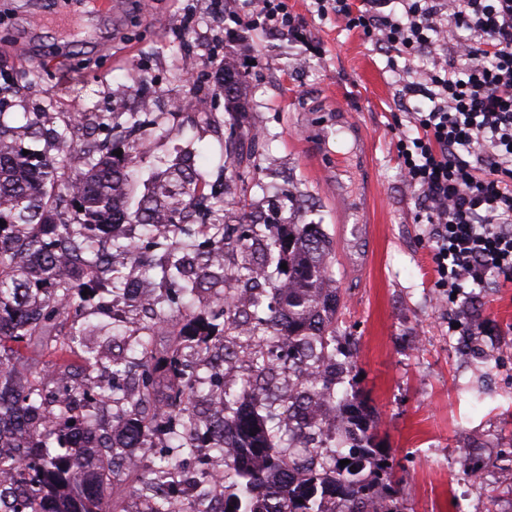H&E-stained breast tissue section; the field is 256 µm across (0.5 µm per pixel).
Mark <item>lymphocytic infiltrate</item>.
Masks as SVG:
<instances>
[{
    "mask_svg": "<svg viewBox=\"0 0 512 512\" xmlns=\"http://www.w3.org/2000/svg\"><path fill=\"white\" fill-rule=\"evenodd\" d=\"M387 59L403 58L396 136L403 182L422 200L433 243L435 285L462 294L489 272L512 276V0H311ZM400 4L393 12L391 4ZM242 29L287 33L325 50L288 0H258ZM450 29L466 37L447 43ZM426 68L416 69L415 60Z\"/></svg>",
    "mask_w": 512,
    "mask_h": 512,
    "instance_id": "1",
    "label": "lymphocytic infiltrate"
}]
</instances>
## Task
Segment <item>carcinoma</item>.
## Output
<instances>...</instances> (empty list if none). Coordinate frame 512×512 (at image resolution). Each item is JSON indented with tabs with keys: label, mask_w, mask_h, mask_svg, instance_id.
Wrapping results in <instances>:
<instances>
[{
	"label": "carcinoma",
	"mask_w": 512,
	"mask_h": 512,
	"mask_svg": "<svg viewBox=\"0 0 512 512\" xmlns=\"http://www.w3.org/2000/svg\"><path fill=\"white\" fill-rule=\"evenodd\" d=\"M224 110L241 111L243 78L224 67ZM144 121L138 112H112L94 118L86 137L64 127L50 131L42 151L25 150V139L37 134L35 123H0V470L16 473L19 492L0 487V512H123L109 502L112 480L127 476L125 459L154 437L173 434L181 447L166 452L162 464L138 474L132 491L145 497L148 512H173L182 449L196 451L198 441L224 451L234 440L236 452L224 460V508L221 512H362L365 501L383 496L385 512H405L407 481L396 474L392 458L374 443V421L368 407L338 396L336 384L353 369V353L338 362L337 292L327 288L331 243L317 224L283 223L282 214L298 210L288 194L277 200L263 222L242 218L229 230L224 217V182L207 181L196 168L195 152H178L166 168H154L146 192L135 196L128 172L137 159ZM123 129L127 151L113 155L110 131ZM108 134L99 138L101 131ZM256 137L240 135L233 163H251ZM114 224H141L157 229L151 251L132 239L122 241L106 231ZM121 256L151 273L150 282L182 297L214 290L216 312L235 309L238 325L264 336L268 346L288 343V359L310 369L313 381L303 390L275 395L277 369L264 353H245L253 375L244 381L250 401L224 393V414L202 421L189 405L192 386L203 384L197 359L208 350L210 326L193 316L172 332L168 348L154 349L155 329L166 323L160 310L142 327L138 339L140 374L136 391L116 397L117 388L98 395L68 386L86 411L77 418L56 412L40 392H21L9 370L31 336H50L63 321L70 323L57 347L59 355L82 348L84 360L102 357L84 340L106 326L84 327L82 292L105 293L124 304L137 302L128 293ZM287 268H281V264ZM275 267L269 271V267ZM261 272L263 282L253 280ZM244 289H238V285ZM271 298L269 316L255 319L249 308ZM123 402L112 415V434L103 432L96 410ZM322 401L334 404L347 433L333 457L308 467L304 479L292 472L303 465L311 448L293 441L323 437L312 417ZM109 448L112 458L100 449ZM350 463L340 466V461ZM213 475L202 457L196 497L178 512H213L206 489Z\"/></svg>",
	"instance_id": "cac0c4a2"
}]
</instances>
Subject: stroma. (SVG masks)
<instances>
[{
  "label": "stroma",
  "instance_id": "stroma-1",
  "mask_svg": "<svg viewBox=\"0 0 512 512\" xmlns=\"http://www.w3.org/2000/svg\"><path fill=\"white\" fill-rule=\"evenodd\" d=\"M55 2L0 0L6 121L43 112L59 128L136 112V88L149 81L139 180L189 148L207 180L225 176L229 217L265 212L264 187L274 184L297 197L304 223L322 225L334 251L336 344L354 354L349 382L373 410L378 443L414 479L410 512H512V281L492 273L469 299L438 301L418 196L399 176L386 57L313 16L306 0L288 6L323 42L319 58L262 30L225 36V15L252 12L256 0H122L101 18L97 43L66 46L35 25ZM227 65L244 80L243 124L259 136L252 168L230 166L225 151L229 115L215 79ZM176 72L183 82H172ZM463 316L487 323V335L451 334ZM59 341H27L10 367L15 382L47 394L48 372L76 384L98 376L54 353Z\"/></svg>",
  "mask_w": 512,
  "mask_h": 512
}]
</instances>
